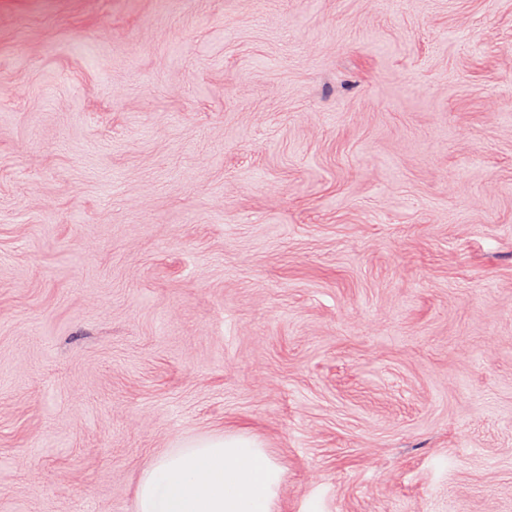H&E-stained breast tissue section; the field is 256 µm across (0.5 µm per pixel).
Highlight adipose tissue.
<instances>
[{
    "instance_id": "ef3b65f1",
    "label": "adipose tissue",
    "mask_w": 512,
    "mask_h": 512,
    "mask_svg": "<svg viewBox=\"0 0 512 512\" xmlns=\"http://www.w3.org/2000/svg\"><path fill=\"white\" fill-rule=\"evenodd\" d=\"M283 481L253 435L217 431L154 458L137 480L136 512H280Z\"/></svg>"
}]
</instances>
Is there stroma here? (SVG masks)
<instances>
[{
	"label": "stroma",
	"instance_id": "stroma-1",
	"mask_svg": "<svg viewBox=\"0 0 512 512\" xmlns=\"http://www.w3.org/2000/svg\"><path fill=\"white\" fill-rule=\"evenodd\" d=\"M233 428L512 512V0H0V512Z\"/></svg>",
	"mask_w": 512,
	"mask_h": 512
}]
</instances>
